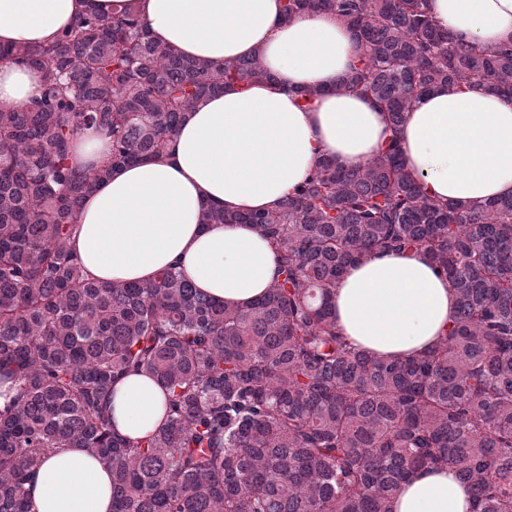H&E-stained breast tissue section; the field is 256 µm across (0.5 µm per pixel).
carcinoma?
Returning <instances> with one entry per match:
<instances>
[{
    "instance_id": "obj_1",
    "label": "carcinoma",
    "mask_w": 512,
    "mask_h": 512,
    "mask_svg": "<svg viewBox=\"0 0 512 512\" xmlns=\"http://www.w3.org/2000/svg\"><path fill=\"white\" fill-rule=\"evenodd\" d=\"M287 17L336 16L357 59L336 91L386 112L391 138L344 169L323 154L268 211L206 205L204 224H251L281 278L238 307L177 268L148 283L88 277L69 247L86 196L162 153L188 112L228 83L269 82L260 54L221 63L160 47L129 15L80 17L50 44L0 46L43 73L32 103L0 107V512H32L31 471L88 448L112 475V512H392L408 475L449 466L474 512H512V196L463 209L422 194L399 133L412 100L476 83L512 98V43L442 30L427 0H285ZM106 132L98 167L76 136ZM420 250L456 310L427 352L387 360L336 327L332 292L378 252ZM167 395L148 438L119 435L112 383L129 372Z\"/></svg>"
}]
</instances>
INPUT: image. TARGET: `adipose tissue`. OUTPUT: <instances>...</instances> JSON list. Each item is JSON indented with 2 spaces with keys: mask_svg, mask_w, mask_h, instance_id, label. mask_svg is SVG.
I'll return each mask as SVG.
<instances>
[{
  "mask_svg": "<svg viewBox=\"0 0 512 512\" xmlns=\"http://www.w3.org/2000/svg\"><path fill=\"white\" fill-rule=\"evenodd\" d=\"M284 0H0V43L47 44L79 16L128 13L155 42L221 62L261 53L275 84L226 86L189 112L159 156L112 171L86 198L70 245L85 273L152 281L177 269L214 298L248 305L278 274L270 240L249 224L200 222L203 203L227 211L269 210L308 178L320 155L352 168L377 154L390 131L369 100L336 92L358 52L330 14L283 21ZM451 33L487 48L512 42V0H429ZM41 72L0 60V106L39 97ZM321 88L308 108L304 88ZM422 191L463 208L512 195V99L479 86L416 99L401 131ZM347 342L385 358L433 347L455 311V291L420 252L379 253L351 266L334 291ZM115 429L137 441L164 422L166 396L131 372L113 384ZM33 512H112L110 475L85 448H62L24 485ZM394 512H473L467 484L447 467L411 474Z\"/></svg>",
  "mask_w": 512,
  "mask_h": 512,
  "instance_id": "obj_1",
  "label": "adipose tissue"
}]
</instances>
